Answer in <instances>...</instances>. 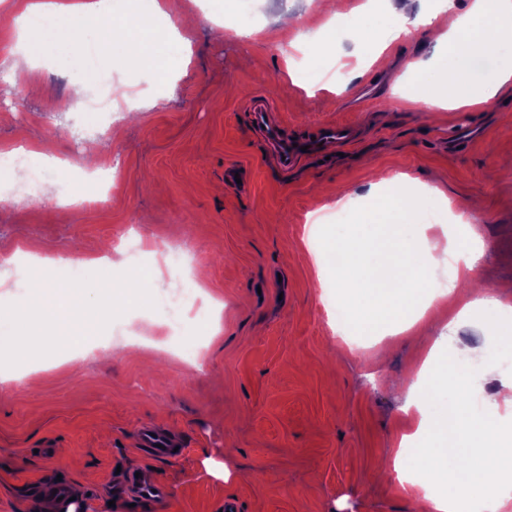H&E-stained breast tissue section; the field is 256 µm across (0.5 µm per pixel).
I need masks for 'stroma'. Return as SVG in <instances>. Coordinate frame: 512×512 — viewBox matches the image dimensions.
I'll return each mask as SVG.
<instances>
[{
    "label": "stroma",
    "instance_id": "obj_1",
    "mask_svg": "<svg viewBox=\"0 0 512 512\" xmlns=\"http://www.w3.org/2000/svg\"><path fill=\"white\" fill-rule=\"evenodd\" d=\"M13 2L0 0V153L27 150L43 175L34 190L22 170L0 179V257H48L28 268L30 284L107 289L130 268L120 248L131 235L152 275L137 302L115 295L108 312L77 299L73 327L92 332L95 350L53 349L41 368L0 372V512H27L33 484L56 479L80 490L85 512H223L228 499L242 512H419L392 458L412 429L409 388L425 398L431 384L418 382V351L406 337L360 324L346 337L334 332L324 298L336 278L313 246L330 242L333 225L306 218L346 200L355 216L376 203L391 211L386 180L396 175L452 204L474 199L460 212L462 232L482 244L472 276L499 295L512 284V177L501 174L512 165V95L476 116L442 109L420 33L401 35L375 62L370 50L327 33L321 0H258L260 33L247 43L235 33L239 0H202L190 47L160 46L162 79L96 51L99 72L160 107L88 112L75 95L89 78L81 44L10 85ZM317 32L325 58L368 68L367 80L342 93L311 82L319 63L294 41ZM404 74L416 105L396 87ZM264 100L285 136L346 120L362 137L325 162L284 169L246 119ZM461 128L473 138L449 147ZM93 146L114 160L111 197L60 214L70 187L43 158L80 168ZM229 168L239 182L226 179ZM173 247L194 255L189 281L201 300L170 336L160 305L166 283L154 268ZM108 248L111 264L85 266ZM208 298L221 306L215 334L203 315ZM418 328L428 345L450 336L448 370L458 379L450 395L500 389L502 379L481 377L484 362L507 359L493 317L458 320L438 300ZM144 424L181 441L185 454L148 456L135 440ZM208 458L226 464L230 480L208 473ZM134 471L163 484L167 500L114 499L117 474Z\"/></svg>",
    "mask_w": 512,
    "mask_h": 512
}]
</instances>
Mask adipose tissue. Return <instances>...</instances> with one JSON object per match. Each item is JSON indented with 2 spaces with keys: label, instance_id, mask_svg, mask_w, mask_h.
<instances>
[{
  "label": "adipose tissue",
  "instance_id": "adipose-tissue-1",
  "mask_svg": "<svg viewBox=\"0 0 512 512\" xmlns=\"http://www.w3.org/2000/svg\"><path fill=\"white\" fill-rule=\"evenodd\" d=\"M19 40L25 53L40 57L92 36L100 45L118 51L129 67L151 72L157 67L153 43L177 39L173 30L152 26L162 13L160 0H128L122 18H115L112 0H86L64 8L52 0H16L14 5ZM409 26L433 35L445 46L435 64L432 94L442 108L481 111L499 94L512 90V56H501L512 45V0H460L456 18L447 10L420 12L403 17ZM361 227L369 237L340 242L347 259L336 270V285L353 305L370 299L378 304L376 320L390 334L408 331L418 313L431 266L420 237L407 234L405 225L389 223L376 209L363 211ZM29 310L14 314L15 325L58 327L62 342L72 344L75 332L62 326L73 306V295L32 285ZM419 420L412 435L402 436L400 447H413L416 465L442 475L446 490L425 496L426 512H472L476 499L487 500L493 512H505L512 504V488L501 478L490 477L491 464L512 462V426L493 428L474 405L458 400L428 401L418 406Z\"/></svg>",
  "mask_w": 512,
  "mask_h": 512
}]
</instances>
